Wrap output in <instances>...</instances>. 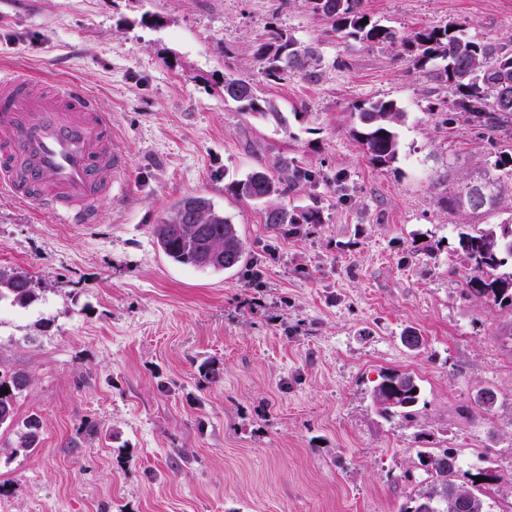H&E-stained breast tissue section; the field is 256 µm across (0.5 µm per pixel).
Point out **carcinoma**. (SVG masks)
Segmentation results:
<instances>
[{"label": "carcinoma", "mask_w": 512, "mask_h": 512, "mask_svg": "<svg viewBox=\"0 0 512 512\" xmlns=\"http://www.w3.org/2000/svg\"><path fill=\"white\" fill-rule=\"evenodd\" d=\"M312 13L328 23V32L347 42L387 43L401 46L409 53L414 69L434 81L454 88L457 98L448 102L451 124L466 117L480 126L498 130L512 126V42L495 43L468 38L447 28L424 29L412 38L399 36L378 23H361L368 18L364 0H309ZM254 58L262 65L265 76L273 81L288 73L297 74L309 83L322 77L321 56L310 44L297 40L277 24L267 26L265 38L255 46ZM224 98L239 104L241 111L280 119L275 104L257 94L251 80L224 76ZM351 134L369 160L380 166L396 160L399 136L396 127L404 112L392 101L361 104L353 113ZM278 176L256 170L231 183L230 190L239 200L262 202L284 195L301 183H313L317 174L299 166L295 160L281 158L275 163ZM512 180V152H500L488 167L481 182L458 195L440 199L448 210L489 213L496 209L501 184ZM264 221L280 227L284 224H320L321 213L315 208H277L265 212ZM156 244L172 262L214 272L234 271L246 262V243L224 210L203 196H189L174 202L154 225ZM456 252L473 271L470 290L498 305L512 306V219L482 228L468 224L457 235ZM39 299L37 282L27 272L0 274V301L28 307ZM28 384L19 372H0V428L17 427L14 450H30L41 443V423L36 417L17 422L14 407L16 394ZM421 398L416 378L407 372L391 371L381 375L372 394L377 412L384 418L398 416L412 422ZM449 450H425L420 463L427 468L432 482L400 512H415L419 501L431 504L430 512H454L450 505L453 490L469 497V512H487L482 493L471 485L455 482L458 463L441 464Z\"/></svg>", "instance_id": "obj_1"}]
</instances>
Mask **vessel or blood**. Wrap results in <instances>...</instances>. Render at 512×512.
I'll return each mask as SVG.
<instances>
[{"label":"vessel or blood","mask_w":512,"mask_h":512,"mask_svg":"<svg viewBox=\"0 0 512 512\" xmlns=\"http://www.w3.org/2000/svg\"><path fill=\"white\" fill-rule=\"evenodd\" d=\"M127 159L112 115L71 84L33 89L0 78V190L34 201L64 224H95L113 198Z\"/></svg>","instance_id":"vessel-or-blood-1"}]
</instances>
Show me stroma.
<instances>
[{
    "instance_id": "1",
    "label": "stroma",
    "mask_w": 512,
    "mask_h": 512,
    "mask_svg": "<svg viewBox=\"0 0 512 512\" xmlns=\"http://www.w3.org/2000/svg\"><path fill=\"white\" fill-rule=\"evenodd\" d=\"M364 8L407 37L512 39V0ZM273 20L318 48L319 83L266 79L254 47ZM228 73L280 120L225 100ZM14 75L96 96L128 186L96 224L0 197V271L40 288L29 307L0 303V372L28 376L16 418L42 424L18 453L0 429V512H399L430 482L425 448L472 457L461 483L492 469L488 512H512V307L469 291L455 251L459 227L512 218V182L487 214L440 202L512 129L443 123L447 85L390 46L327 36L305 0H0V77ZM375 100L405 114L387 166L351 135L355 106ZM281 157L319 181L267 204L228 192ZM190 195L237 224L258 281L158 250L155 224ZM270 204L322 221L286 233L265 224ZM389 370L421 387L415 423L372 406Z\"/></svg>"
}]
</instances>
